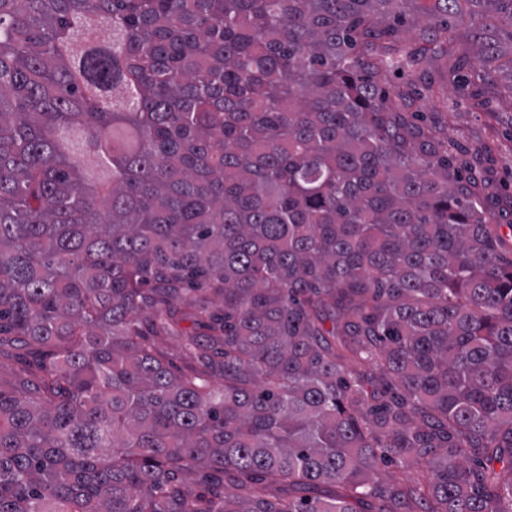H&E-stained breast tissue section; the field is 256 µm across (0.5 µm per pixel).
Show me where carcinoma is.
Returning <instances> with one entry per match:
<instances>
[{"label":"carcinoma","mask_w":512,"mask_h":512,"mask_svg":"<svg viewBox=\"0 0 512 512\" xmlns=\"http://www.w3.org/2000/svg\"><path fill=\"white\" fill-rule=\"evenodd\" d=\"M406 2L0 0V512H512V224L373 77L512 0Z\"/></svg>","instance_id":"cac0c4a2"}]
</instances>
